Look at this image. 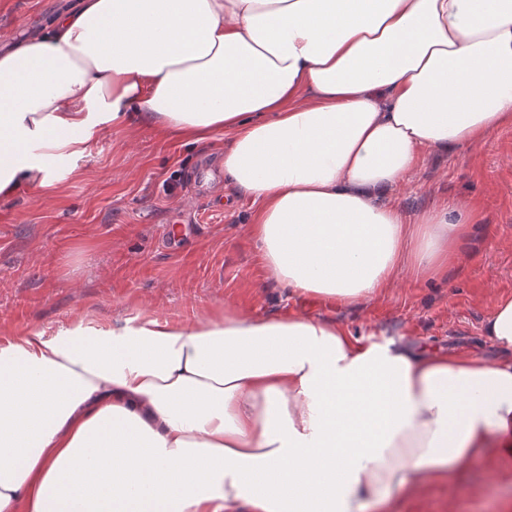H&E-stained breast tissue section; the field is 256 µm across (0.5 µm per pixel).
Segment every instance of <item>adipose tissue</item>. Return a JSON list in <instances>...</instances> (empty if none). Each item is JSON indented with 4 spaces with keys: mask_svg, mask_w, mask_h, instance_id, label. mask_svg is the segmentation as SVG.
I'll use <instances>...</instances> for the list:
<instances>
[{
    "mask_svg": "<svg viewBox=\"0 0 512 512\" xmlns=\"http://www.w3.org/2000/svg\"><path fill=\"white\" fill-rule=\"evenodd\" d=\"M138 124L223 141L278 284L369 303L461 259L469 201L380 193L512 125V0H79L0 54V198ZM483 334L499 360L228 308L12 337L0 512H379L512 447V296Z\"/></svg>",
    "mask_w": 512,
    "mask_h": 512,
    "instance_id": "obj_1",
    "label": "adipose tissue"
}]
</instances>
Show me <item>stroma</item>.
Returning a JSON list of instances; mask_svg holds the SVG:
<instances>
[{
  "mask_svg": "<svg viewBox=\"0 0 512 512\" xmlns=\"http://www.w3.org/2000/svg\"><path fill=\"white\" fill-rule=\"evenodd\" d=\"M73 2L0 0V51L40 34ZM382 197L410 219L459 198L475 202L481 218L463 260L438 281L401 277L355 309L306 299L269 278L249 232L258 205L225 184L213 146L191 148L147 126L103 128L53 189L0 199V340L78 320L118 324L149 307L188 322L228 305L499 359L482 327L496 299L512 295V126L481 145L424 153ZM390 512H512V456L471 458L397 496Z\"/></svg>",
  "mask_w": 512,
  "mask_h": 512,
  "instance_id": "stroma-1",
  "label": "stroma"
}]
</instances>
